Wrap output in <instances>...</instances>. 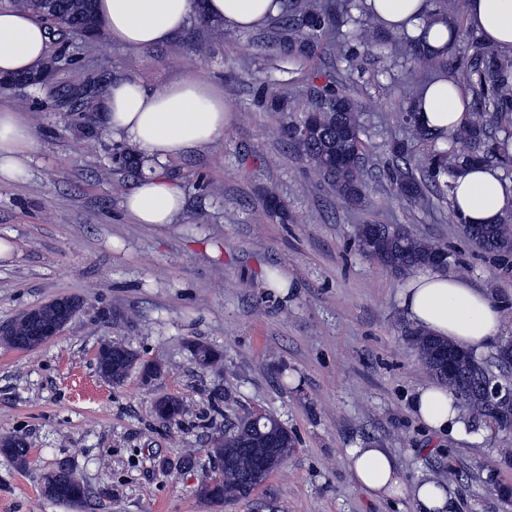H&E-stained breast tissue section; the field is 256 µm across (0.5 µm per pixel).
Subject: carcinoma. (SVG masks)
<instances>
[{
  "mask_svg": "<svg viewBox=\"0 0 512 512\" xmlns=\"http://www.w3.org/2000/svg\"><path fill=\"white\" fill-rule=\"evenodd\" d=\"M27 9L33 11L46 25L52 39L60 42L70 38L82 37V31L100 27L94 13V0H53L51 10H46L41 0H27ZM284 37L280 41V51L292 54L299 50L312 57L323 48L324 40L331 35L336 24V12L325 6L315 8L306 0H289L281 17ZM471 56L465 68L463 79L471 93L473 104L492 110L505 138L512 139V83L505 75L512 71V61L501 58L494 51L471 41ZM100 89V81L84 83L70 87L52 97L54 106L65 108L69 112H81L86 102ZM326 106L338 102L344 109L338 113L336 127H317L301 141L294 138L293 132L307 120L303 113L300 120L288 126L287 138L300 148L336 188L337 193L346 201L356 203L361 200L364 187L360 178V169H337L326 172L321 167L322 158H334L338 154H350L363 151V142L355 133L347 132V124L353 115V102L344 94L326 85L318 87ZM488 138L486 127L470 124L448 135L451 146L436 148L428 159L426 177L437 190L445 194L450 191L447 177L451 166L466 163L486 162L488 155L481 146ZM457 140H463L467 148L459 150L452 146ZM406 178L405 190L411 199L424 198L420 183L412 176V171L399 174ZM468 237L487 253L503 260L512 256V227L505 224H468ZM359 250L378 260L384 266L398 274L415 272L432 265L434 253L439 245L424 241L407 232L396 235L395 227L389 224H363L357 235ZM13 335L0 336V342L10 347L33 351L42 346L44 340L36 335V323L30 319V311L19 314L11 324ZM413 342L419 358L425 368L437 379L446 381L448 372L441 365L436 351L448 349V341L432 338L419 331L412 333ZM191 354H197L206 362L205 368L213 369L221 361V354L212 346L203 343L190 345ZM98 373L105 381L115 385L125 382L133 369L149 376L155 381L162 375L161 367L141 358L140 354L129 346L111 341L100 347L96 355ZM474 399L471 411L479 419L492 418V414L479 399L480 380L474 379L471 385ZM156 418L167 423H177L189 413L183 399L174 394H164L153 403ZM295 447V437L280 420L271 415L260 419L247 415L224 425V429L215 433L211 439L209 455L215 464L224 465V482L210 485L204 482L197 490L200 500L209 504H222L246 498L247 489H256L263 485L269 476L278 470L287 460ZM266 453L267 467L256 468V460ZM0 454L10 458L18 468L25 469L29 464L30 448L26 439L17 433L0 436ZM55 484L42 485L43 494L61 504L75 508L83 506L88 497L84 483L74 484L63 463L56 467Z\"/></svg>",
  "mask_w": 512,
  "mask_h": 512,
  "instance_id": "obj_1",
  "label": "carcinoma"
}]
</instances>
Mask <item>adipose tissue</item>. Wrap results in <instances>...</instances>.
<instances>
[{"instance_id": "ef3b65f1", "label": "adipose tissue", "mask_w": 512, "mask_h": 512, "mask_svg": "<svg viewBox=\"0 0 512 512\" xmlns=\"http://www.w3.org/2000/svg\"><path fill=\"white\" fill-rule=\"evenodd\" d=\"M371 14L386 28L423 38L428 49L444 53L448 21L432 0H366ZM225 28L249 31L280 15L282 0H96L102 28L112 41L130 49L169 42L186 28L197 10ZM468 26L487 46L512 52V0H465ZM51 38L29 11H0V76L30 70L48 55ZM104 122L113 139L137 152L141 175L123 199L124 215L135 224L164 228L177 223L186 200L179 184L164 172L172 158L203 150L223 140L232 114L224 94L195 70L159 88L135 78L107 85L101 94ZM468 97L447 76L428 83L414 100L413 123L433 136L460 129L468 118ZM37 147L24 113L0 107V179L23 169ZM449 201L463 223L497 224L512 211V181L499 167L472 165L451 180ZM411 324L430 336L474 352L490 346L501 328L497 302L460 277L424 268L407 278L398 293ZM415 418L438 435L465 438L469 425L452 388L439 382L419 386L411 400ZM346 466L353 482L370 496L410 498L418 512H454L450 487L432 479L403 480L397 460L369 444L349 449Z\"/></svg>"}]
</instances>
